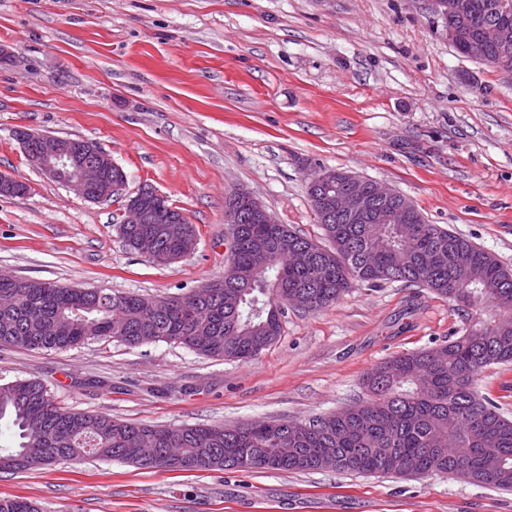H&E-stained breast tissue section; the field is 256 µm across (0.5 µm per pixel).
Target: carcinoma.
Instances as JSON below:
<instances>
[{
    "instance_id": "1",
    "label": "carcinoma",
    "mask_w": 512,
    "mask_h": 512,
    "mask_svg": "<svg viewBox=\"0 0 512 512\" xmlns=\"http://www.w3.org/2000/svg\"><path fill=\"white\" fill-rule=\"evenodd\" d=\"M142 205L153 224H121L125 245L142 237L158 251L181 254L196 245L169 239L162 220L184 218L162 195ZM408 240L395 224H354L333 215L320 221L329 245L301 236L269 216L256 223L243 210L229 225L231 259L224 287L196 297H166L161 307L141 309V296L107 288H71L55 282L0 274V295L18 297L0 308V346L67 350L91 338H112L138 347L174 341L195 353L249 360L281 334L286 305L314 312L357 285L401 282L445 298L463 319L477 321L484 335L460 336L424 350L397 354L363 377L364 398L350 413L309 419L298 441L288 429L274 435V421L236 426L157 427L114 420L106 414L60 407L36 379L0 384V419L12 420L21 442L0 448V472L33 470L92 455L146 468L169 470L167 449L182 470L314 471L331 468L363 475L392 474L396 461L411 463L406 476L459 475L471 483L512 491V419L481 394L479 376L488 367L512 363V330L497 328L498 312L512 322V270L490 252L422 212ZM296 457L278 455L283 446ZM322 448L336 449V463L320 462ZM0 512H40L24 498H0Z\"/></svg>"
}]
</instances>
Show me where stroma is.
<instances>
[{"mask_svg": "<svg viewBox=\"0 0 512 512\" xmlns=\"http://www.w3.org/2000/svg\"><path fill=\"white\" fill-rule=\"evenodd\" d=\"M26 128L97 142L197 229L167 266L126 247L121 202L91 203L27 162ZM343 168L413 201L512 268V74L461 57L427 0H0V270L144 296L223 278L224 202L253 193L315 240L308 177ZM248 362L160 341L0 347V383L37 378L59 406L163 427L303 420L346 407L364 373L462 327L400 282L286 308ZM44 512H512V491L454 475L163 471L88 456L0 473Z\"/></svg>", "mask_w": 512, "mask_h": 512, "instance_id": "stroma-1", "label": "stroma"}]
</instances>
